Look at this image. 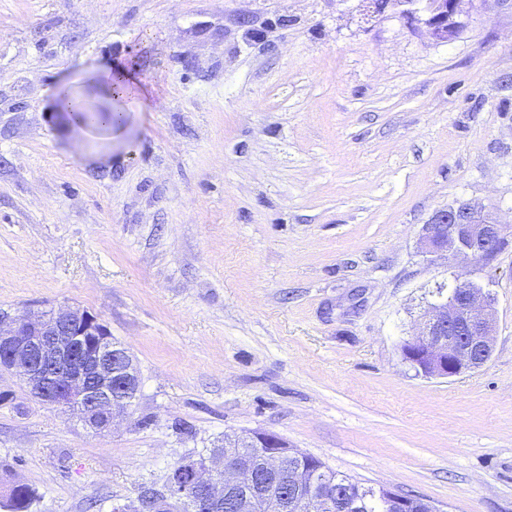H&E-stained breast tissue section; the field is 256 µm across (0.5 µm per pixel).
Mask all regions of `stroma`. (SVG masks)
I'll use <instances>...</instances> for the list:
<instances>
[{"label": "stroma", "instance_id": "35a3bbf8", "mask_svg": "<svg viewBox=\"0 0 512 512\" xmlns=\"http://www.w3.org/2000/svg\"><path fill=\"white\" fill-rule=\"evenodd\" d=\"M356 5L0 0V310H87L141 375L100 437L0 372V488L33 512H111L253 430L440 512H512V237L453 269L419 251L458 203L512 225V0L446 43ZM121 70L153 96L74 126L61 94L108 106ZM455 272L494 295L495 349L426 378L401 346ZM21 484V482H13L6 488L5 491H2L1 489V497L6 499L7 504L9 502L6 507L11 512H28V509H30L36 499L35 490L27 484L20 486ZM17 488L18 490L15 495V502L10 503L13 492Z\"/></svg>", "mask_w": 512, "mask_h": 512}]
</instances>
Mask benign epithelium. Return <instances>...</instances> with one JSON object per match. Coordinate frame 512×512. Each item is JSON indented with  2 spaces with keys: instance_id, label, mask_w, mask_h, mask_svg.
I'll return each mask as SVG.
<instances>
[{
  "instance_id": "obj_1",
  "label": "benign epithelium",
  "mask_w": 512,
  "mask_h": 512,
  "mask_svg": "<svg viewBox=\"0 0 512 512\" xmlns=\"http://www.w3.org/2000/svg\"><path fill=\"white\" fill-rule=\"evenodd\" d=\"M475 0H358L359 19L366 25L383 20L397 7L410 27L424 30L440 43L455 38L463 26L464 6ZM506 225L472 203L436 211L424 225L421 253L433 261L450 256L462 262L492 260L505 243ZM440 300L424 310L418 331L401 346L403 359L425 377L450 378L479 368L491 357L496 331V299L480 283L453 274V282L436 288ZM0 365L18 376L48 406L76 415L95 434L111 432L114 422L129 415L138 397L140 371L127 348L113 343L107 326L87 310L60 307L40 313L0 311ZM259 457L188 454L180 463L190 478L167 474L163 483L140 488L135 502L119 512H210L245 487L237 497L242 512H288V499L278 486L256 482L261 471L277 476L303 454L272 432L247 435ZM387 512H440L429 501L398 489L380 488ZM301 503L310 512L336 509V492L306 494Z\"/></svg>"
}]
</instances>
